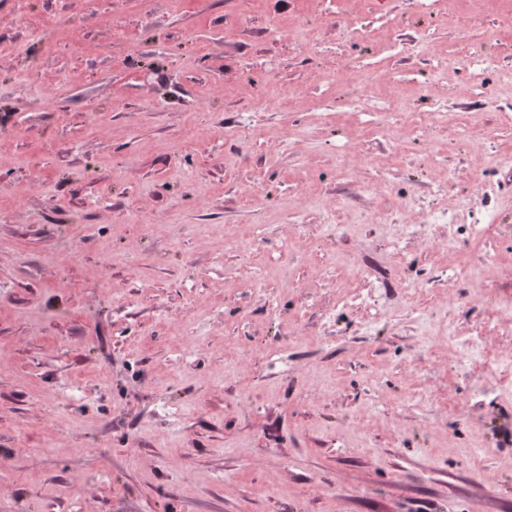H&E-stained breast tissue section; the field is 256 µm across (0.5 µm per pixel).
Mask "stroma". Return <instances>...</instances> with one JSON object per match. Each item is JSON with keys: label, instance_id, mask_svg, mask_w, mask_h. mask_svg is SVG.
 <instances>
[{"label": "stroma", "instance_id": "35a3bbf8", "mask_svg": "<svg viewBox=\"0 0 512 512\" xmlns=\"http://www.w3.org/2000/svg\"><path fill=\"white\" fill-rule=\"evenodd\" d=\"M502 298L512 0H0V512H512Z\"/></svg>", "mask_w": 512, "mask_h": 512}]
</instances>
